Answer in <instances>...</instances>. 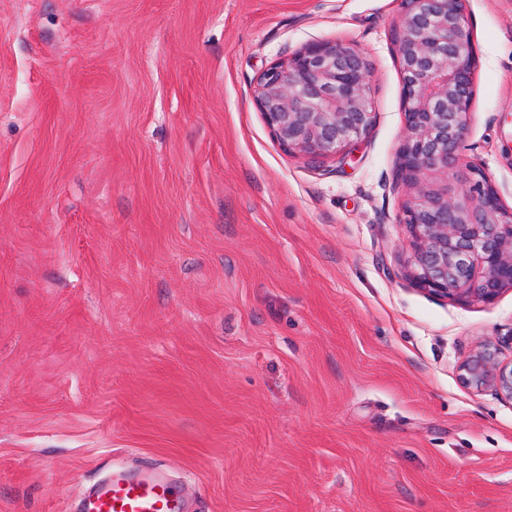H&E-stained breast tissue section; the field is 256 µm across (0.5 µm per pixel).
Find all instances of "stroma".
I'll use <instances>...</instances> for the list:
<instances>
[{
	"label": "stroma",
	"mask_w": 512,
	"mask_h": 512,
	"mask_svg": "<svg viewBox=\"0 0 512 512\" xmlns=\"http://www.w3.org/2000/svg\"><path fill=\"white\" fill-rule=\"evenodd\" d=\"M399 0H0V512L113 470L184 512H512V405L458 367L512 336L406 277ZM464 156L512 206V0H467ZM365 52L375 119L325 170L259 74Z\"/></svg>",
	"instance_id": "obj_1"
}]
</instances>
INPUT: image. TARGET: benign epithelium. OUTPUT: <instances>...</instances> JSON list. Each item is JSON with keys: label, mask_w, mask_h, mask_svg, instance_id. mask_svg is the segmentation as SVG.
Wrapping results in <instances>:
<instances>
[{"label": "benign epithelium", "mask_w": 512, "mask_h": 512, "mask_svg": "<svg viewBox=\"0 0 512 512\" xmlns=\"http://www.w3.org/2000/svg\"><path fill=\"white\" fill-rule=\"evenodd\" d=\"M465 0H400L392 38L403 74L406 135L396 180L410 190L407 277L420 289L467 304H491L512 290V206L478 164L465 158L475 92V50ZM369 64L364 53L312 41L274 61L254 97L278 144L313 168L345 160L371 128ZM460 186L448 194V177ZM476 394L491 390L512 404V357L477 345L459 365Z\"/></svg>", "instance_id": "benign-epithelium-1"}]
</instances>
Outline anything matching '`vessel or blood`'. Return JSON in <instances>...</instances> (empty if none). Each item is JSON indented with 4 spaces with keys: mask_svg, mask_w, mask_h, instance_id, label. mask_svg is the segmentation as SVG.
<instances>
[{
    "mask_svg": "<svg viewBox=\"0 0 512 512\" xmlns=\"http://www.w3.org/2000/svg\"><path fill=\"white\" fill-rule=\"evenodd\" d=\"M85 512H180V505L174 487L163 477L116 472L88 491Z\"/></svg>",
    "mask_w": 512,
    "mask_h": 512,
    "instance_id": "b4317fda",
    "label": "vessel or blood"
}]
</instances>
